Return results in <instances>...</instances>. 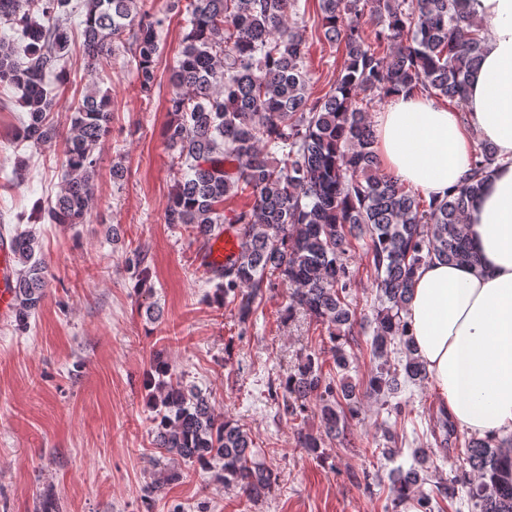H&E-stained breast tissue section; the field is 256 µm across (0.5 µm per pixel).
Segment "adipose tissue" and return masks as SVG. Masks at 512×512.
<instances>
[{
    "mask_svg": "<svg viewBox=\"0 0 512 512\" xmlns=\"http://www.w3.org/2000/svg\"><path fill=\"white\" fill-rule=\"evenodd\" d=\"M484 31L481 60L459 113L398 94L374 113L383 168L425 200L443 199L481 144L498 161L466 212L476 265L419 269L407 324L449 419L483 437L512 433V0H469Z\"/></svg>",
    "mask_w": 512,
    "mask_h": 512,
    "instance_id": "1",
    "label": "adipose tissue"
}]
</instances>
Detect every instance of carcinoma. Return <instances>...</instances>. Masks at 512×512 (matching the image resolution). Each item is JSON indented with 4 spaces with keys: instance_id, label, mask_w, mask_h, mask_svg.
<instances>
[{
    "instance_id": "obj_1",
    "label": "carcinoma",
    "mask_w": 512,
    "mask_h": 512,
    "mask_svg": "<svg viewBox=\"0 0 512 512\" xmlns=\"http://www.w3.org/2000/svg\"><path fill=\"white\" fill-rule=\"evenodd\" d=\"M72 0H0V23L15 33L0 50V82L20 90L27 119L16 141L34 146L57 137L49 114L54 89L64 81L74 34L91 66L112 54L132 33L131 55L140 92L156 83L159 30L165 11L145 12L139 0H83L79 28L71 26ZM468 0H320V31L344 46L345 62L334 86L316 99L308 93L306 40L289 22L300 17L299 0H189L190 30L169 82L171 119L164 127L179 172L165 211L168 224L183 225L207 243L229 226L240 238L237 254L205 269L216 298L234 305L240 323L255 311L269 277L288 286L285 315L304 313L326 330L333 351L334 385L317 354H307L280 384L282 410L304 412L316 402L325 434L347 433L358 417L356 387L346 372L354 339L350 297L354 241L365 240L376 289L372 355L380 360L371 391L381 399L401 382L429 379L407 332L413 279L430 261L473 263L465 214L497 154L484 144L473 173L442 200L428 202L386 173L373 149L369 108L394 92L420 93L465 103L483 38ZM375 22L373 37L362 27L364 12ZM111 98L93 85L71 119L63 153V187L36 219L78 224L86 217L97 177L96 149L108 134ZM251 189L248 209L224 214V200ZM18 270L15 321L28 327L49 285V267L37 235L15 228L11 236ZM397 355V361L391 355ZM149 379L156 409L152 445L162 454L206 466L223 463L224 482L239 485L250 502L266 497L275 482L241 427L215 417L210 397L188 386L169 365L154 366ZM432 434L446 445L457 437L443 413ZM424 449L407 471L392 478V512L412 502L417 512H436L466 491L469 512H512V436H471L448 480L417 495L427 481Z\"/></svg>"
}]
</instances>
